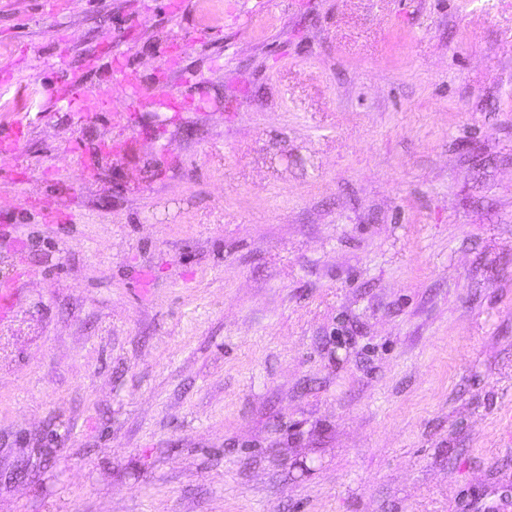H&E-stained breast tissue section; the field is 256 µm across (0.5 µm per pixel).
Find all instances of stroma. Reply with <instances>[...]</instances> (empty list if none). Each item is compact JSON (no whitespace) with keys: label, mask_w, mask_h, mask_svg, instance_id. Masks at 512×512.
<instances>
[{"label":"stroma","mask_w":512,"mask_h":512,"mask_svg":"<svg viewBox=\"0 0 512 512\" xmlns=\"http://www.w3.org/2000/svg\"><path fill=\"white\" fill-rule=\"evenodd\" d=\"M58 2L0 0V512H512V0Z\"/></svg>","instance_id":"stroma-1"}]
</instances>
